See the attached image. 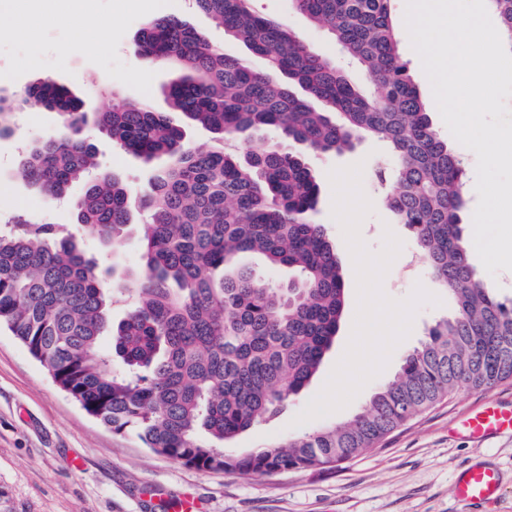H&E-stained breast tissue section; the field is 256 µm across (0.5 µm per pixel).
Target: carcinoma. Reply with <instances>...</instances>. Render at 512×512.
I'll return each instance as SVG.
<instances>
[{
    "instance_id": "cac0c4a2",
    "label": "carcinoma",
    "mask_w": 512,
    "mask_h": 512,
    "mask_svg": "<svg viewBox=\"0 0 512 512\" xmlns=\"http://www.w3.org/2000/svg\"><path fill=\"white\" fill-rule=\"evenodd\" d=\"M512 43V0H489ZM328 28L342 55L371 76L365 93L336 62L251 0H195L224 32L265 58L264 71L228 56L184 20L145 24L134 51L182 73L167 91L171 111L223 134L276 133L245 156L200 150L166 113L113 97L94 123L154 170L138 208L147 213L142 262L109 285L115 270L85 253L56 224L21 216L0 225V327L27 348L54 382L112 432L132 431L153 453L204 472L267 476L335 468L378 447L391 433L468 387L512 382V304L497 300L469 261L462 214L466 171L434 131L398 51L391 0H293ZM34 101L63 117L64 135L32 145L21 162L29 187L52 198L84 183L79 228L121 242L131 223L126 187L94 174L86 113L52 80L0 96V136ZM384 141L395 181L384 197L410 231L430 276L455 303L394 378L348 422L292 436L247 454L224 442L288 410L319 370L345 307L342 265L322 225L311 220L319 186L292 142L310 154H340L359 138ZM248 252L286 267L285 285L238 265ZM134 307L112 323L116 294Z\"/></svg>"
}]
</instances>
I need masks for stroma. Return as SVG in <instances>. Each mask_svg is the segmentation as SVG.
<instances>
[{
	"label": "stroma",
	"mask_w": 512,
	"mask_h": 512,
	"mask_svg": "<svg viewBox=\"0 0 512 512\" xmlns=\"http://www.w3.org/2000/svg\"><path fill=\"white\" fill-rule=\"evenodd\" d=\"M167 14L187 21L226 54L247 58L258 70L263 58L225 34L194 0H163ZM253 10L276 19L309 42L322 56L337 59L333 35L297 12L291 0H252ZM406 0H393L391 18L398 50L419 87L439 137L464 162L467 213H474L477 157L453 140L433 98L421 60L412 49L405 27ZM87 19L77 27L66 18L38 27L34 36L14 37V17L0 7V88L21 91L41 80L67 86L88 112H102L113 93L141 101L153 111L167 109L165 89L172 78L168 67L155 66L150 83L134 79L144 62L133 46L148 13L129 0H87ZM56 113L38 109L17 112L14 132L0 137V220L25 215L32 221L74 227L73 204L82 184L67 194L47 199L35 194L21 172L28 145L58 131ZM86 133L95 145L104 171L115 174L138 199L154 164L113 146L95 126ZM387 145L373 138L357 142L343 154L309 156L319 184L314 223L323 225L337 248L345 241L332 218L331 169L362 164L361 185L373 200V210L361 223L360 235L371 252L383 247L385 229L403 246L384 280L385 294L395 300L410 295L415 284L435 285L424 259L405 225L396 223L383 205L390 184L378 183L376 171L388 164ZM345 309L339 331L318 372L288 411L229 441V450L243 454L282 439L349 420L399 369L403 356L419 346L435 322L449 316L453 300L441 293V306H421L412 332L392 353L385 370L371 380L345 408L327 417L292 427L294 417L323 387L349 341L357 308V281L350 257H343ZM512 403V383L488 392L460 389L447 401L410 425L389 435L370 454L321 471L281 473L265 477L204 473L143 448L136 435L101 425L50 378L40 363L6 329L0 328V512H158L155 493L176 499L191 494L202 512H482L479 505L457 500L452 487L459 474L478 463L496 467L502 479L497 512H512V437L501 435L481 443L450 435L449 430L489 399Z\"/></svg>",
	"instance_id": "35a3bbf8"
}]
</instances>
